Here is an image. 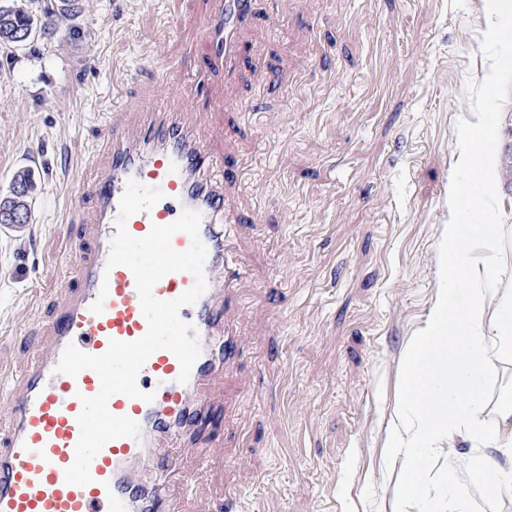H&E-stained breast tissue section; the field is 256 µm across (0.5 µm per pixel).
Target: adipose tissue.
I'll return each mask as SVG.
<instances>
[{
	"instance_id": "obj_1",
	"label": "adipose tissue",
	"mask_w": 512,
	"mask_h": 512,
	"mask_svg": "<svg viewBox=\"0 0 512 512\" xmlns=\"http://www.w3.org/2000/svg\"><path fill=\"white\" fill-rule=\"evenodd\" d=\"M504 234L512 238V228L446 227L451 250L444 277L462 296L452 304L447 289H438L425 328L409 343L401 409L415 426L393 432L394 451L406 474L397 498L427 500L428 512H471L473 497L458 486L453 471L439 478L443 493L430 494V460L445 441L459 438L470 444L467 471L485 499L512 489V404L499 409L494 425L481 420L482 389L493 373L492 359L512 356V289L495 287L492 266Z\"/></svg>"
}]
</instances>
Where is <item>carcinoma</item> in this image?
<instances>
[{
	"mask_svg": "<svg viewBox=\"0 0 512 512\" xmlns=\"http://www.w3.org/2000/svg\"><path fill=\"white\" fill-rule=\"evenodd\" d=\"M35 0H0V43L15 47L24 45L20 37L32 42L36 36L50 38L57 33L56 12L48 8L34 9ZM34 188L33 174L27 169L13 175L9 191L0 197V203L30 214L31 193Z\"/></svg>",
	"mask_w": 512,
	"mask_h": 512,
	"instance_id": "carcinoma-1",
	"label": "carcinoma"
}]
</instances>
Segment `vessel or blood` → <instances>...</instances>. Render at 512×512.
<instances>
[{"mask_svg": "<svg viewBox=\"0 0 512 512\" xmlns=\"http://www.w3.org/2000/svg\"><path fill=\"white\" fill-rule=\"evenodd\" d=\"M254 10V0H220L214 13L197 20L204 32L201 50L237 80L242 77L237 36L251 23ZM129 108L138 116L135 126L112 121L101 127L99 149L106 162L90 191L77 190L68 198L71 213H90L91 222L81 226L80 244L63 264L76 286L45 324L49 341L23 374L0 368V403L8 406L12 421L9 434L0 438V512H170L142 475L169 468L172 441L194 440L210 429L218 410L202 390L239 357L238 341L225 324V310L243 272L228 262L229 231L237 217L225 201L222 180L214 176L224 162L167 103L133 102ZM131 179L164 193L150 211L128 219L131 235L142 237L152 225L170 224L187 208L202 216L208 289L180 311L181 319L197 330L201 355L182 384L175 355L167 350L153 353L137 383L141 390L154 392V401L122 394L108 401L112 414L138 423V437L108 442L91 463L92 482L71 485L64 472L74 461L80 436V398L96 395L101 382L90 369L74 378L56 373L60 357L70 344L99 355L110 340L134 341L147 331L132 272L107 265L119 200ZM193 283L190 273L173 272L155 285L153 294L172 300ZM103 288L108 296L103 313L96 315L90 306Z\"/></svg>", "mask_w": 512, "mask_h": 512, "instance_id": "vessel-or-blood-1", "label": "vessel or blood"}]
</instances>
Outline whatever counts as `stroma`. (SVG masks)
I'll return each instance as SVG.
<instances>
[{
    "instance_id": "obj_1",
    "label": "stroma",
    "mask_w": 512,
    "mask_h": 512,
    "mask_svg": "<svg viewBox=\"0 0 512 512\" xmlns=\"http://www.w3.org/2000/svg\"><path fill=\"white\" fill-rule=\"evenodd\" d=\"M58 32L0 45V195L34 174L29 233L0 234V361L25 369L70 288L68 195L107 113L166 90L224 158L246 277L226 323L243 358L210 390L215 451L176 449L195 491L174 512H394L389 434L407 348L428 321L450 222L512 225V70L489 0H257L239 35L247 82L196 53L213 0H77ZM210 77L196 93L193 72ZM497 147L487 207L462 212L472 138Z\"/></svg>"
}]
</instances>
